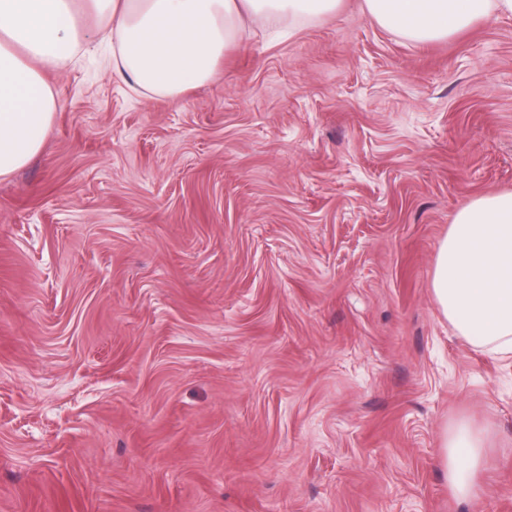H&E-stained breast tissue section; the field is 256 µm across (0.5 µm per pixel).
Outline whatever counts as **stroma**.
<instances>
[{"label":"stroma","mask_w":512,"mask_h":512,"mask_svg":"<svg viewBox=\"0 0 512 512\" xmlns=\"http://www.w3.org/2000/svg\"><path fill=\"white\" fill-rule=\"evenodd\" d=\"M361 4L175 101L46 67L0 179V512H512V357L431 292L456 212L512 191V16L417 43ZM487 442L488 431L468 420L460 421L441 437L444 475L454 496L461 501H472L486 492L479 476L487 462Z\"/></svg>","instance_id":"stroma-1"}]
</instances>
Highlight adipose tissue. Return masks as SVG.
<instances>
[{
	"label": "adipose tissue",
	"mask_w": 512,
	"mask_h": 512,
	"mask_svg": "<svg viewBox=\"0 0 512 512\" xmlns=\"http://www.w3.org/2000/svg\"><path fill=\"white\" fill-rule=\"evenodd\" d=\"M97 23L79 27L74 0H0V177L24 168L44 145L61 102L44 69L67 68L92 41L105 44L112 71L137 94L170 100L208 83L226 50L252 28L335 14L340 0H89ZM380 26L415 42L462 32L512 0H364ZM433 299L455 333L485 351L512 355V192L460 208L441 241ZM488 432L460 421L441 438L454 496L484 495L479 476Z\"/></svg>",
	"instance_id": "obj_1"
}]
</instances>
